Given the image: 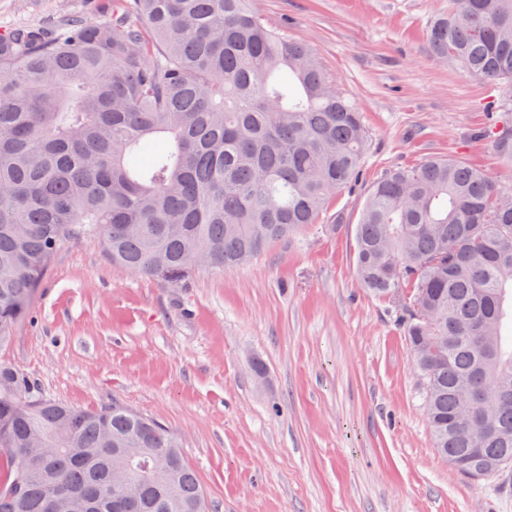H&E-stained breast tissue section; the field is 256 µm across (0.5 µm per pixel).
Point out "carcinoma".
Instances as JSON below:
<instances>
[{"label": "carcinoma", "instance_id": "1", "mask_svg": "<svg viewBox=\"0 0 512 512\" xmlns=\"http://www.w3.org/2000/svg\"><path fill=\"white\" fill-rule=\"evenodd\" d=\"M98 21L0 31V348L57 250L182 288L316 223L366 146L357 108L311 49L253 0H95ZM434 55L512 84V0H448ZM512 159V129L489 131ZM356 275L388 302L423 380L435 448L463 476L512 470V192L461 160L388 171L355 230ZM51 456L33 465L17 449ZM140 484L126 512H208L177 436L122 403L84 411L0 362V512L50 507L62 481L113 512V470Z\"/></svg>", "mask_w": 512, "mask_h": 512}]
</instances>
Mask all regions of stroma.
I'll use <instances>...</instances> for the list:
<instances>
[{
    "instance_id": "1",
    "label": "stroma",
    "mask_w": 512,
    "mask_h": 512,
    "mask_svg": "<svg viewBox=\"0 0 512 512\" xmlns=\"http://www.w3.org/2000/svg\"><path fill=\"white\" fill-rule=\"evenodd\" d=\"M255 7L311 47L360 109L367 146L354 184L316 224L184 288L70 241L0 360L47 398L90 411L117 401L164 423L209 512H512V475L471 481L437 453L404 331L354 271L360 210L389 169L457 158L512 190V161L482 135L512 127V86L433 54L427 24L448 0ZM89 13V0H0V30Z\"/></svg>"
}]
</instances>
